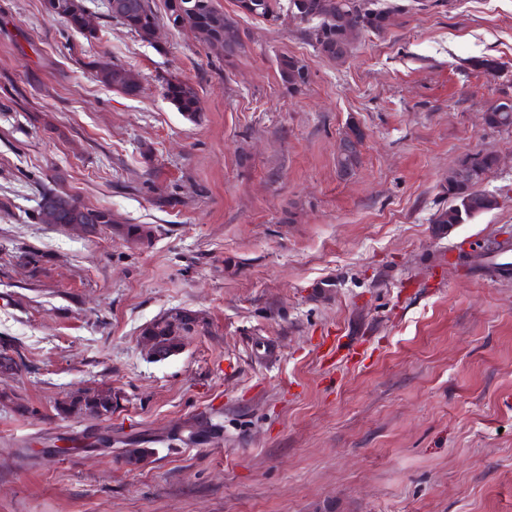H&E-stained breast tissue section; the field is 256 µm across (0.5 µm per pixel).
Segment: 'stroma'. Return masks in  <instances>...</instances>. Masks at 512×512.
<instances>
[{
  "label": "stroma",
  "instance_id": "obj_1",
  "mask_svg": "<svg viewBox=\"0 0 512 512\" xmlns=\"http://www.w3.org/2000/svg\"><path fill=\"white\" fill-rule=\"evenodd\" d=\"M217 2L231 59L165 23L143 42L99 0L92 40L0 0V347L24 359L0 374V512H512V273L448 265L512 225V130L482 120L512 95V0H422L341 65L289 15ZM284 56L311 68L301 91ZM478 152L500 159L481 185L498 207L434 224ZM46 184L150 239L38 223ZM178 311L197 325L154 359L142 332ZM85 388L111 389V419L57 414ZM202 421L218 437L178 440ZM301 59L284 56L279 59L278 68L282 84L288 89V92L301 91L309 83V71L304 70L309 66ZM164 97L178 112L189 120H194L200 112L199 96L196 88L188 81L167 80L163 87Z\"/></svg>",
  "mask_w": 512,
  "mask_h": 512
}]
</instances>
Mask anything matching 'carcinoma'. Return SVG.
<instances>
[{
    "instance_id": "cac0c4a2",
    "label": "carcinoma",
    "mask_w": 512,
    "mask_h": 512,
    "mask_svg": "<svg viewBox=\"0 0 512 512\" xmlns=\"http://www.w3.org/2000/svg\"><path fill=\"white\" fill-rule=\"evenodd\" d=\"M257 7V16L268 21L280 19V0H236V6ZM109 16L142 41L151 43L154 30L159 26L160 17L152 6V0H112L107 5ZM287 9L301 14L303 22L314 21L309 30L316 53L336 62L347 59L354 48L348 29L360 26L368 32L384 33L393 25L394 18L409 11L408 5L399 0H288ZM88 12L85 0H80L76 9L63 8L55 18L62 20L73 31L86 39L95 37L94 30L84 26V14ZM166 19L173 26H198L207 30L214 39L224 43V57L231 58L243 49V42L235 20L217 6L216 0H205L200 6L197 0H167L164 9ZM282 84L290 92H299L309 83L310 74L305 72L308 65L300 59L284 56L278 62ZM112 69L122 74L123 85L120 91L129 96L138 94L140 86L137 76L119 65ZM164 97L178 112L189 120L200 112L199 96L189 82L173 79L165 82ZM484 123L490 128H512V112H501L490 104L484 111ZM472 165L483 173L496 168L497 159L493 155L476 153L469 156ZM359 163V154L336 156V166L342 176L354 173ZM482 179L477 178L468 184H450L446 187L452 203L438 212L435 224H462L498 206V198L479 189ZM37 219L41 224L65 226L83 224L86 232L95 233L103 227L116 223L112 211L106 208L87 207L73 196L52 186L44 187L38 195ZM196 320L186 312H175L149 324L143 331L146 339L159 344L178 347L177 338L194 328ZM102 419L112 416V392L92 388L79 391L57 407L58 415L67 416L73 410Z\"/></svg>"
}]
</instances>
